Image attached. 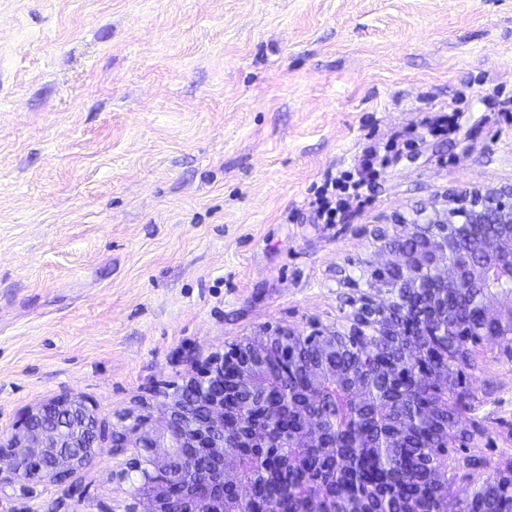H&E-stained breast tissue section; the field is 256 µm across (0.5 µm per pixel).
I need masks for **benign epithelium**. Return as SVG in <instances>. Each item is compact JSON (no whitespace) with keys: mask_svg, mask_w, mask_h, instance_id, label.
<instances>
[{"mask_svg":"<svg viewBox=\"0 0 512 512\" xmlns=\"http://www.w3.org/2000/svg\"><path fill=\"white\" fill-rule=\"evenodd\" d=\"M484 227L474 236L471 227ZM367 256L336 266L341 317L325 322L268 325L224 347L195 367L182 383L154 391L155 403L107 419L84 399L60 396L29 410L0 441V489L31 499L37 487L63 488L50 512H75L82 490L74 476L103 457L116 460L112 481L137 474L139 483L121 512H252L254 478L243 448H287L288 465L304 466V449L318 448L335 461L324 483L294 491L300 512H374L376 493L345 495L340 478L351 469L342 433L352 423L375 426L353 444L367 452L396 451L411 432V396L422 391L431 420L439 423L428 463L435 485L448 491L446 512H464L477 495L495 499L512 489V460L487 480L482 456L488 429L472 414L483 400L466 381L475 348L491 345L512 365V185L450 189L441 202L387 224H363ZM492 328L474 332L448 310V289ZM352 350L355 363L336 369V354ZM391 358L394 371L365 362ZM281 369L273 371V365ZM300 370L305 385L291 387ZM271 391L285 395L280 413L301 424L287 432L257 423L252 412ZM335 410L327 418L324 409ZM465 482L461 491L452 489Z\"/></svg>","mask_w":512,"mask_h":512,"instance_id":"7a95c632","label":"benign epithelium"}]
</instances>
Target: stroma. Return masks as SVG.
I'll list each match as a JSON object with an SVG mask.
<instances>
[{
  "label": "stroma",
  "instance_id": "1",
  "mask_svg": "<svg viewBox=\"0 0 512 512\" xmlns=\"http://www.w3.org/2000/svg\"><path fill=\"white\" fill-rule=\"evenodd\" d=\"M389 153L336 223L310 200ZM512 0H0V437L62 395L103 416L266 325L339 317L355 230L464 184H512ZM468 379L490 467L512 460V366ZM77 512L125 497L112 461ZM423 117L419 121L422 137L426 135L433 138L449 137L455 135L459 129L455 119V113L459 112L453 101L439 108L424 110Z\"/></svg>",
  "mask_w": 512,
  "mask_h": 512
}]
</instances>
